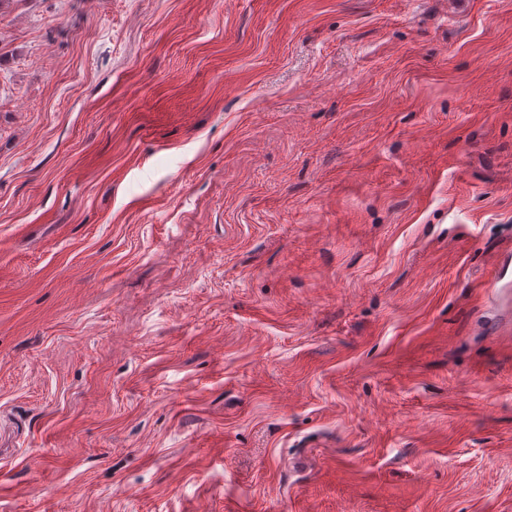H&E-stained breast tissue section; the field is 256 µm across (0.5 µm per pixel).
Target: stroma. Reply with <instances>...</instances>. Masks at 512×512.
<instances>
[{"label":"stroma","mask_w":512,"mask_h":512,"mask_svg":"<svg viewBox=\"0 0 512 512\" xmlns=\"http://www.w3.org/2000/svg\"><path fill=\"white\" fill-rule=\"evenodd\" d=\"M0 512H512V0H0Z\"/></svg>","instance_id":"35a3bbf8"}]
</instances>
